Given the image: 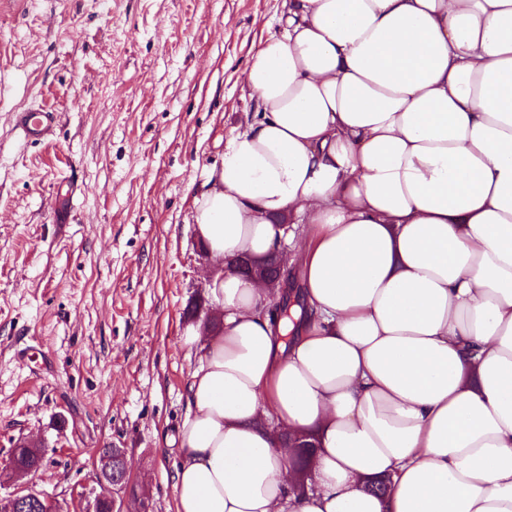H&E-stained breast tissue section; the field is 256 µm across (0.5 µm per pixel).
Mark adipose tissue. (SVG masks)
I'll list each match as a JSON object with an SVG mask.
<instances>
[{"instance_id":"adipose-tissue-1","label":"adipose tissue","mask_w":512,"mask_h":512,"mask_svg":"<svg viewBox=\"0 0 512 512\" xmlns=\"http://www.w3.org/2000/svg\"><path fill=\"white\" fill-rule=\"evenodd\" d=\"M245 78L194 199L221 324L186 333L175 512H512V0H290ZM300 232L288 348L236 260ZM298 292L300 293L299 298ZM280 299L283 302L280 308L279 321V327L283 335L280 336V339L284 340L286 347L289 348L297 338L299 326L303 321L309 319L313 312H309V307L302 298L301 287L297 289L295 302H290L286 293Z\"/></svg>"}]
</instances>
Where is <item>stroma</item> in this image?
Segmentation results:
<instances>
[{"mask_svg":"<svg viewBox=\"0 0 512 512\" xmlns=\"http://www.w3.org/2000/svg\"><path fill=\"white\" fill-rule=\"evenodd\" d=\"M287 0H0V461L73 512L100 448L174 512L170 441L188 410L191 304L209 306L193 198L231 133ZM48 109V140L17 112ZM15 448H20L18 452L17 461L22 466H37L39 468L41 457L34 456L33 453L40 452V445L36 443H29V441H20ZM25 448H29L28 451ZM42 451V448H41ZM14 459V456L11 455L4 463L1 462V470H0V478L3 472H6L9 477L23 479L32 473L31 470L26 469L20 466Z\"/></svg>","mask_w":512,"mask_h":512,"instance_id":"35a3bbf8","label":"stroma"}]
</instances>
